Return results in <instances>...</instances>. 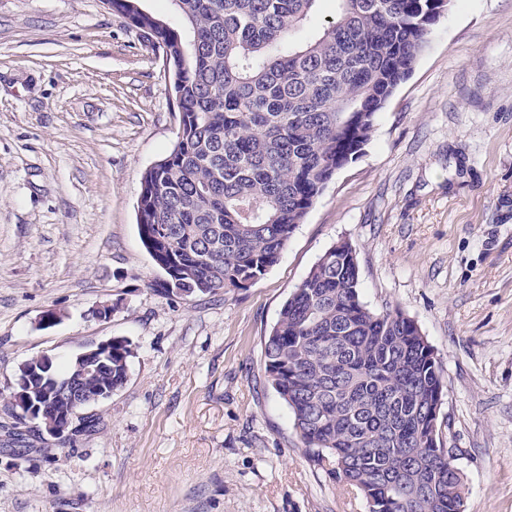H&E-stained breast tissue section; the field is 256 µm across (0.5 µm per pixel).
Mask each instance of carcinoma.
<instances>
[{"instance_id":"cac0c4a2","label":"carcinoma","mask_w":512,"mask_h":512,"mask_svg":"<svg viewBox=\"0 0 512 512\" xmlns=\"http://www.w3.org/2000/svg\"><path fill=\"white\" fill-rule=\"evenodd\" d=\"M173 27L139 0H112L164 60L181 119L144 172L138 234L171 292L226 294L274 266L336 173L355 162L454 0H171ZM127 345L78 354L29 379L89 403L122 386ZM268 382L313 462L330 460L368 512H462L463 479L441 445L443 368L417 322L360 298L356 249H327L264 341Z\"/></svg>"}]
</instances>
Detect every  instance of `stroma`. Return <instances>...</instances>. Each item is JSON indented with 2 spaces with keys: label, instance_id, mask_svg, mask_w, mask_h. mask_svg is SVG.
Here are the masks:
<instances>
[{
  "label": "stroma",
  "instance_id": "35a3bbf8",
  "mask_svg": "<svg viewBox=\"0 0 512 512\" xmlns=\"http://www.w3.org/2000/svg\"><path fill=\"white\" fill-rule=\"evenodd\" d=\"M166 83L104 0H0V394L42 354L133 350L66 445L0 404V512H367L264 370L284 302L341 240L362 301L412 317L442 363L464 512H512V0H455L279 262L226 295L168 293L139 239L142 175L176 142Z\"/></svg>",
  "mask_w": 512,
  "mask_h": 512
}]
</instances>
